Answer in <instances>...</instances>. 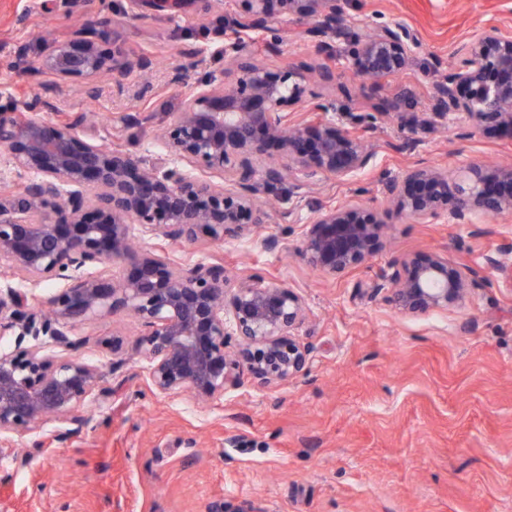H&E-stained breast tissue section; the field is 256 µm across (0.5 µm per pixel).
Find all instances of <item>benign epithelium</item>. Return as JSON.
Segmentation results:
<instances>
[{"label": "benign epithelium", "mask_w": 512, "mask_h": 512, "mask_svg": "<svg viewBox=\"0 0 512 512\" xmlns=\"http://www.w3.org/2000/svg\"><path fill=\"white\" fill-rule=\"evenodd\" d=\"M226 13L224 78L190 82L175 71L172 84L181 111L164 122L161 151L150 159L119 146L105 147L77 133L83 117L57 125L0 113V154L20 176L17 194L0 192V259L22 287L0 290V335L15 337L0 352V436L30 430L53 417L80 429L75 408L99 388L97 368L72 355L70 327L98 314L125 313L140 329L138 346L150 387L162 394L187 393L206 403L251 376L259 389L299 377L308 348L292 338L303 322L302 297L264 277L230 275L224 263L180 262L159 246L136 251L131 227L156 238L194 243L239 239L268 223L258 196L285 182L316 186L346 181L366 170L375 153L356 133L328 118L333 107L307 94L298 70L259 59L279 54L265 39L293 19H310L327 63L321 83L336 69L364 78L396 76L420 49L402 22L381 24L336 52L349 34L348 0H218ZM112 23L103 15L71 32L39 67L58 80H92L107 69L121 79L152 67L145 56L119 48L106 55L97 40ZM435 117L463 114L482 130L512 137V31L488 25L456 52V61L435 86ZM288 159L283 165L275 153ZM221 178L215 182L211 175ZM383 194L400 213L423 224H471L477 216L512 213V167L472 165L450 171L425 161L384 183ZM303 224L300 254L311 268L341 279L369 261L384 231L380 212L351 199L320 204ZM132 260L124 275L116 266ZM479 271L444 253L408 255L385 280L402 313L446 310L463 298ZM62 283L49 297V313L30 303L27 286ZM28 336H50L62 349L44 354ZM236 337L235 350L227 339Z\"/></svg>", "instance_id": "7a95c632"}]
</instances>
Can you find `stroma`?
Listing matches in <instances>:
<instances>
[{
	"label": "stroma",
	"mask_w": 512,
	"mask_h": 512,
	"mask_svg": "<svg viewBox=\"0 0 512 512\" xmlns=\"http://www.w3.org/2000/svg\"><path fill=\"white\" fill-rule=\"evenodd\" d=\"M103 0H0V113L46 102V121L87 114L79 135L111 143L128 113L180 111L174 71L197 81L224 70L209 49L193 6L160 4L116 27L101 43L150 56L153 66L122 82L29 75L17 51L39 65L55 43L102 11ZM357 36L401 21L421 47L401 75L362 80L337 73L309 83L329 99L338 127L363 112L387 113L367 134L372 166L346 182L328 181L277 199L255 240L173 245L185 262L221 258L230 273L258 274L293 288L306 315L294 332L308 346L297 379L259 390L250 379L206 404L150 389L132 317L104 314L74 327L78 357L103 375L78 406L86 423L63 436L49 420L0 439V512H207L209 503L251 502L263 512H512V278L486 273L445 311L411 315L392 306L378 274L406 254H448L482 269L487 253L506 249L512 264V214L479 225L421 224L389 209L386 180L423 159L451 169L512 164V138L480 132L435 109L436 62L453 63L483 26L512 27V0H349ZM280 62L300 70L322 61L304 25L289 23ZM407 95L415 122L395 118ZM360 198L384 210L386 235L364 265L330 279L300 258L301 223L311 207ZM481 235H474V228ZM119 335L123 351L106 343Z\"/></svg>",
	"instance_id": "stroma-1"
}]
</instances>
